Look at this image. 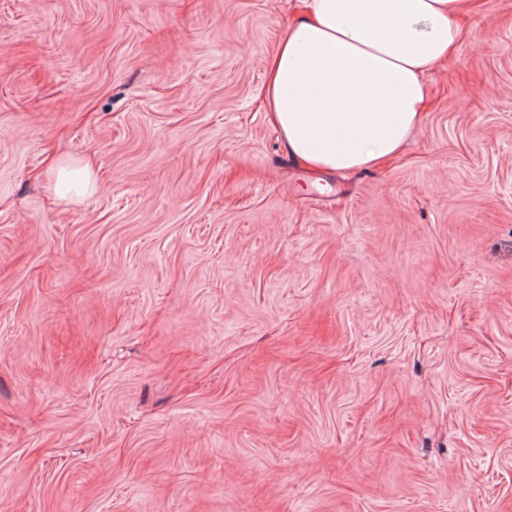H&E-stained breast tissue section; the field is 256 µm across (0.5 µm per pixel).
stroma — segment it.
<instances>
[{
    "label": "stroma",
    "mask_w": 512,
    "mask_h": 512,
    "mask_svg": "<svg viewBox=\"0 0 512 512\" xmlns=\"http://www.w3.org/2000/svg\"><path fill=\"white\" fill-rule=\"evenodd\" d=\"M298 6L0 0V512H512V0L347 175L269 121ZM53 174L54 178L51 182V188L56 197L65 204L74 202L75 196L72 193L73 176L72 172L68 169V165H61Z\"/></svg>",
    "instance_id": "obj_1"
}]
</instances>
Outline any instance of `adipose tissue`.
I'll list each match as a JSON object with an SVG mask.
<instances>
[{
    "label": "adipose tissue",
    "mask_w": 512,
    "mask_h": 512,
    "mask_svg": "<svg viewBox=\"0 0 512 512\" xmlns=\"http://www.w3.org/2000/svg\"><path fill=\"white\" fill-rule=\"evenodd\" d=\"M265 63L270 120L309 170L367 169L418 128L426 77L461 37L466 0H303Z\"/></svg>",
    "instance_id": "obj_1"
}]
</instances>
